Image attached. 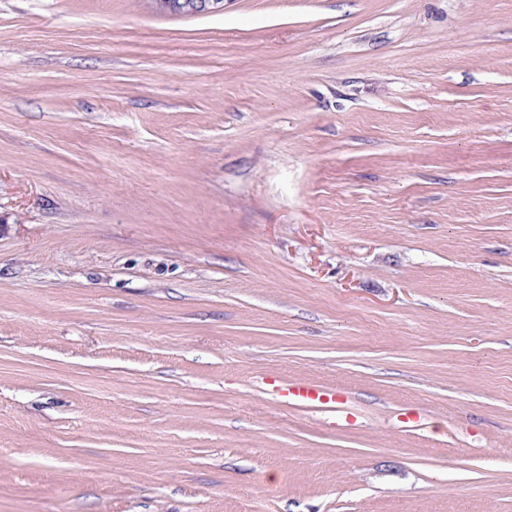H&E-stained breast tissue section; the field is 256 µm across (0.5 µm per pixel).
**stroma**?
I'll use <instances>...</instances> for the list:
<instances>
[{
    "instance_id": "1",
    "label": "stroma",
    "mask_w": 512,
    "mask_h": 512,
    "mask_svg": "<svg viewBox=\"0 0 512 512\" xmlns=\"http://www.w3.org/2000/svg\"><path fill=\"white\" fill-rule=\"evenodd\" d=\"M0 512H512V0H0ZM159 15L196 16L223 12L224 0H144ZM275 390L278 396L285 400L286 403L313 407L321 409L325 413H329V424L336 426V412L338 418L344 420L347 424L354 423L355 417L347 410L336 411V394L330 393L320 387L306 384H292L284 387L277 386Z\"/></svg>"
}]
</instances>
